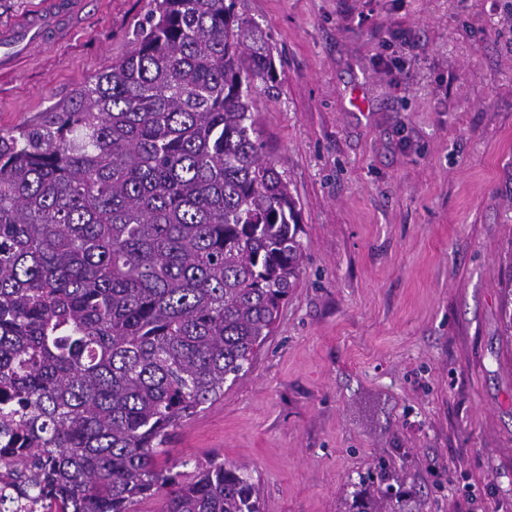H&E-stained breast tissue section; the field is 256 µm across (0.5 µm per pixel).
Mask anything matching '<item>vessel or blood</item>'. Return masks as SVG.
I'll use <instances>...</instances> for the list:
<instances>
[{"label":"vessel or blood","instance_id":"obj_1","mask_svg":"<svg viewBox=\"0 0 512 512\" xmlns=\"http://www.w3.org/2000/svg\"><path fill=\"white\" fill-rule=\"evenodd\" d=\"M78 7V0H41L33 11L1 24L0 74L11 71L31 51L48 45L65 17Z\"/></svg>","mask_w":512,"mask_h":512}]
</instances>
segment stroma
<instances>
[{
	"mask_svg": "<svg viewBox=\"0 0 512 512\" xmlns=\"http://www.w3.org/2000/svg\"><path fill=\"white\" fill-rule=\"evenodd\" d=\"M0 76L31 126L128 53L154 0H83ZM275 61L262 157L302 218L296 288L166 462L247 466L261 512H512V0H236ZM385 460V477L374 473ZM404 492L400 489V487L396 490L395 487L392 484H388L385 491V497L390 499L391 501L395 499V504L390 508L391 510H381L380 506L377 502L369 501H358L356 503V511H349V512H406L404 510L405 504H403L402 497Z\"/></svg>",
	"mask_w": 512,
	"mask_h": 512,
	"instance_id": "35a3bbf8",
	"label": "stroma"
}]
</instances>
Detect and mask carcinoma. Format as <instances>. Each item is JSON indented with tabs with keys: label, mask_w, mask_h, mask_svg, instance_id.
Instances as JSON below:
<instances>
[{
	"label": "carcinoma",
	"mask_w": 512,
	"mask_h": 512,
	"mask_svg": "<svg viewBox=\"0 0 512 512\" xmlns=\"http://www.w3.org/2000/svg\"><path fill=\"white\" fill-rule=\"evenodd\" d=\"M156 3L63 111L0 129V463L57 512H261L245 467L158 460L297 286L252 96L274 58L235 0Z\"/></svg>",
	"instance_id": "carcinoma-1"
}]
</instances>
